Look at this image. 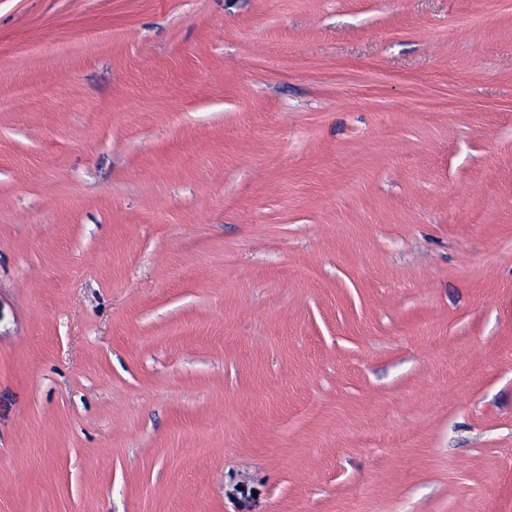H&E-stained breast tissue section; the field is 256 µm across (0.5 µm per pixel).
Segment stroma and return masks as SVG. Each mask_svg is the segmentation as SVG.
Returning a JSON list of instances; mask_svg holds the SVG:
<instances>
[{"instance_id":"35a3bbf8","label":"stroma","mask_w":512,"mask_h":512,"mask_svg":"<svg viewBox=\"0 0 512 512\" xmlns=\"http://www.w3.org/2000/svg\"><path fill=\"white\" fill-rule=\"evenodd\" d=\"M485 9L0 0V512H512Z\"/></svg>"}]
</instances>
